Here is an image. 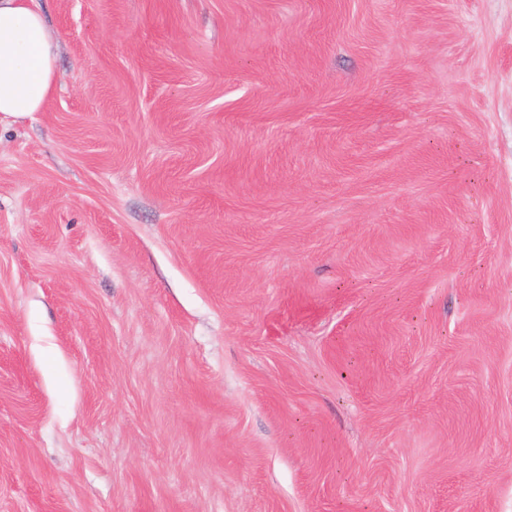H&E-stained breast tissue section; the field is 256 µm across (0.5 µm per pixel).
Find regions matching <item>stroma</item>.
Instances as JSON below:
<instances>
[{
  "label": "stroma",
  "instance_id": "1",
  "mask_svg": "<svg viewBox=\"0 0 512 512\" xmlns=\"http://www.w3.org/2000/svg\"><path fill=\"white\" fill-rule=\"evenodd\" d=\"M41 4L0 512H512V0Z\"/></svg>",
  "mask_w": 512,
  "mask_h": 512
}]
</instances>
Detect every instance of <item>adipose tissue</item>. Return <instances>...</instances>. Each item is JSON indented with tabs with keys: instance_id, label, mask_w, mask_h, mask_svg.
Listing matches in <instances>:
<instances>
[{
	"instance_id": "1",
	"label": "adipose tissue",
	"mask_w": 512,
	"mask_h": 512,
	"mask_svg": "<svg viewBox=\"0 0 512 512\" xmlns=\"http://www.w3.org/2000/svg\"><path fill=\"white\" fill-rule=\"evenodd\" d=\"M55 48L40 0H0V114L43 109L55 88Z\"/></svg>"
}]
</instances>
